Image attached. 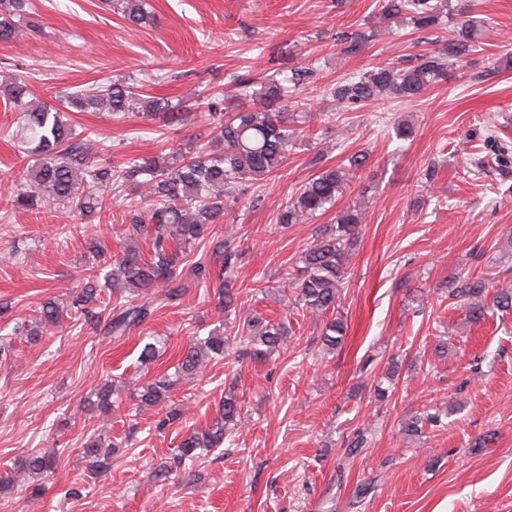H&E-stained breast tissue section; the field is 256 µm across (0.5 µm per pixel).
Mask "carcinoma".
<instances>
[{
	"label": "carcinoma",
	"mask_w": 512,
	"mask_h": 512,
	"mask_svg": "<svg viewBox=\"0 0 512 512\" xmlns=\"http://www.w3.org/2000/svg\"><path fill=\"white\" fill-rule=\"evenodd\" d=\"M28 0H0V45L5 47L15 37L12 16L24 11ZM122 13L129 25L141 26L148 20L144 0H121ZM380 16L384 20L404 18L414 31H427L442 23L443 17L453 20L465 14L453 7L449 0H379ZM480 29L476 22L466 19L456 23L446 45L425 54L407 56L381 63L362 74L346 78L329 87L337 104L360 109L379 99L413 100L461 60L474 51ZM345 54H357L369 41L364 33H351L342 38ZM305 74L296 71L289 77L273 80L259 90L252 84L239 85V96L258 94L265 101L262 109H249L243 103L233 106L224 116L217 112L212 128L213 137L191 155L179 153L165 160L156 156L129 159L124 166L112 169H92L86 164L84 143L73 140L70 124L64 121L61 110L47 104L34 106L25 100V83L18 80L0 91L15 108L26 113L27 119L16 137L24 152L34 157L35 163L27 172L28 188L17 192L13 207L31 209L37 205L54 203L80 215L101 211L111 203L104 189L126 184L145 188L146 207L143 210L128 205L130 217L128 239H149L152 252L147 258L132 244L123 247L122 254L113 262L109 274L112 286L128 291L129 299L120 306L107 308L101 301L104 291L98 276L90 274L81 289L68 295V300L49 299L41 306L40 322L27 330L37 338L44 330L59 324L62 316L76 314L84 321L102 327L105 335L122 338L151 318V296L161 290L164 300L178 304L186 291V282L177 265L194 249L208 240L212 253L223 259L226 276L214 291L218 306L229 312L234 309L237 295L232 291L229 273L238 256L234 241L209 238L210 226L219 222L246 184L262 181L286 165L289 152L303 129L288 118L279 103L288 100L293 88L302 84ZM67 104L84 110L99 106L116 117L134 110L147 115H159L163 120H178L179 113L163 99L145 97L123 83H100L79 89L66 96ZM368 156L354 153L347 163L321 168L292 197L278 216V223L304 224L318 213L332 208L343 192L352 174L365 167ZM362 223L361 208L349 207L336 217V227L321 234L316 243L301 255L298 274L283 278V287L295 295L294 304L322 320V351L330 354L339 343L343 321L338 306L339 288L350 251L355 244ZM489 280L468 276L461 285L451 288L448 295L459 300L465 320L477 323L491 310L512 311V285L498 284L494 288L492 306L484 297ZM331 313L333 317L323 320ZM244 336H226L214 329L203 338H195L184 349L175 378L162 376L132 388L129 394L136 399V410L145 411L169 406L171 391L179 382H191L207 362L229 355L234 344H245V351L253 356L267 357L283 347L289 331L285 324H271L256 318L242 322ZM124 385L111 383L101 387L92 410L105 423L110 419L114 405ZM212 422L186 434L175 449L165 471L186 468L203 453L224 445L226 430L242 422L243 405L234 390L224 393V400L216 409ZM114 446L103 434L90 436L84 443V457L89 469L98 473L108 465ZM62 450L56 446L40 448L18 459L14 467L0 473V493L38 481L54 468Z\"/></svg>",
	"instance_id": "obj_1"
}]
</instances>
